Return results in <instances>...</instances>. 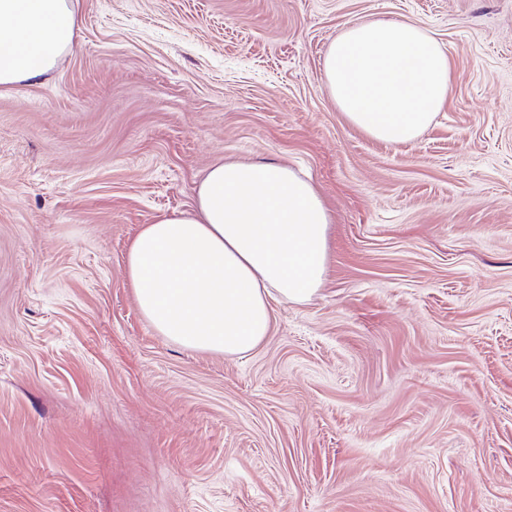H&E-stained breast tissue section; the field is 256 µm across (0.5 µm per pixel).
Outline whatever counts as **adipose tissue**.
Listing matches in <instances>:
<instances>
[{
	"instance_id": "ef3b65f1",
	"label": "adipose tissue",
	"mask_w": 512,
	"mask_h": 512,
	"mask_svg": "<svg viewBox=\"0 0 512 512\" xmlns=\"http://www.w3.org/2000/svg\"><path fill=\"white\" fill-rule=\"evenodd\" d=\"M77 25L73 0H0V86L44 78L72 49ZM324 70L346 119L389 144L414 141L448 98V57L413 23H349ZM330 222L314 186L288 166L217 163L191 213L141 229L125 277L159 335L186 349L245 355L269 335L272 302L319 292Z\"/></svg>"
}]
</instances>
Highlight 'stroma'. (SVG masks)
Returning <instances> with one entry per match:
<instances>
[{
	"label": "stroma",
	"mask_w": 512,
	"mask_h": 512,
	"mask_svg": "<svg viewBox=\"0 0 512 512\" xmlns=\"http://www.w3.org/2000/svg\"><path fill=\"white\" fill-rule=\"evenodd\" d=\"M0 88V512H512V0H75ZM448 56L413 142L344 118L348 22ZM222 161L332 223L322 288L240 358L176 346L125 274Z\"/></svg>",
	"instance_id": "stroma-1"
}]
</instances>
